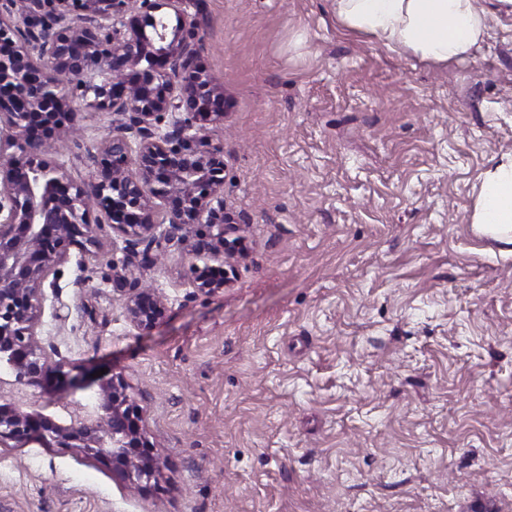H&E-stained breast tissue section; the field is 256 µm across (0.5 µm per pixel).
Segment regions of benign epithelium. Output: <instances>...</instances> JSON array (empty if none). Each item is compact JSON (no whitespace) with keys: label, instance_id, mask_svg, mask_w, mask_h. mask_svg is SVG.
Returning <instances> with one entry per match:
<instances>
[{"label":"benign epithelium","instance_id":"1","mask_svg":"<svg viewBox=\"0 0 512 512\" xmlns=\"http://www.w3.org/2000/svg\"><path fill=\"white\" fill-rule=\"evenodd\" d=\"M173 2L0 0V445L75 448L111 461L133 489L159 483L169 460L148 439L128 383L102 375L94 405L83 403L77 391L88 385L69 376V362L45 346L39 328L44 283L71 249L99 252L107 227L145 244L147 262L170 245L195 254L198 225L217 229L210 249L224 261L239 254L241 240L224 238L223 161L194 127L224 120L223 87L196 65L197 23L182 13L173 31L154 28L155 44L145 33ZM82 109L127 121L99 143L92 176L76 182L52 158V141L72 137L75 127L62 126ZM167 113L172 126L162 132ZM226 284L208 272L195 288L210 294ZM166 305L154 288L124 289L136 330L153 328ZM38 397L58 412L35 408Z\"/></svg>","mask_w":512,"mask_h":512}]
</instances>
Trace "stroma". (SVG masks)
Listing matches in <instances>:
<instances>
[{
	"label": "stroma",
	"instance_id": "35a3bbf8",
	"mask_svg": "<svg viewBox=\"0 0 512 512\" xmlns=\"http://www.w3.org/2000/svg\"><path fill=\"white\" fill-rule=\"evenodd\" d=\"M434 63L341 26L330 0H179L224 87L207 127L245 254L212 294L179 250L106 240L45 287L41 337L122 373L169 458L131 490L72 448L0 445V512H512V249L477 230L512 154V13ZM122 116L84 110L59 152L89 179ZM168 308L133 329L122 288Z\"/></svg>",
	"mask_w": 512,
	"mask_h": 512
}]
</instances>
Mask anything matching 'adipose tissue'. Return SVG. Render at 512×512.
Masks as SVG:
<instances>
[{"label":"adipose tissue","mask_w":512,"mask_h":512,"mask_svg":"<svg viewBox=\"0 0 512 512\" xmlns=\"http://www.w3.org/2000/svg\"><path fill=\"white\" fill-rule=\"evenodd\" d=\"M332 10L372 42L438 63L469 55L487 32L473 0H332ZM473 221L512 232V155L484 173Z\"/></svg>","instance_id":"obj_1"}]
</instances>
